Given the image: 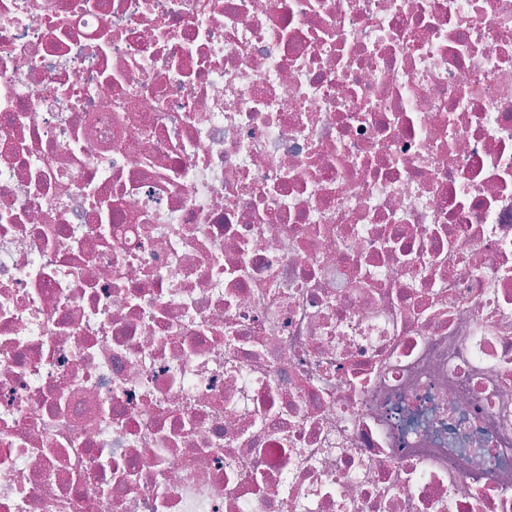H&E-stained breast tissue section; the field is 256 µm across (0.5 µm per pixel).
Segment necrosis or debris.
Here are the masks:
<instances>
[{
	"mask_svg": "<svg viewBox=\"0 0 512 512\" xmlns=\"http://www.w3.org/2000/svg\"><path fill=\"white\" fill-rule=\"evenodd\" d=\"M0 512H512V0H0Z\"/></svg>",
	"mask_w": 512,
	"mask_h": 512,
	"instance_id": "obj_1",
	"label": "necrosis or debris"
}]
</instances>
